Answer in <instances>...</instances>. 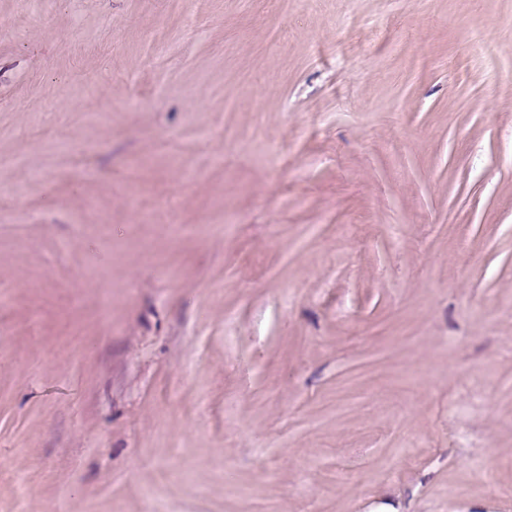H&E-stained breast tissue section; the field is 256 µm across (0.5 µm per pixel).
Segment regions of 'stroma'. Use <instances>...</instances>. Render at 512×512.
Here are the masks:
<instances>
[{"instance_id":"35a3bbf8","label":"stroma","mask_w":512,"mask_h":512,"mask_svg":"<svg viewBox=\"0 0 512 512\" xmlns=\"http://www.w3.org/2000/svg\"><path fill=\"white\" fill-rule=\"evenodd\" d=\"M2 18L0 512H512V0Z\"/></svg>"}]
</instances>
